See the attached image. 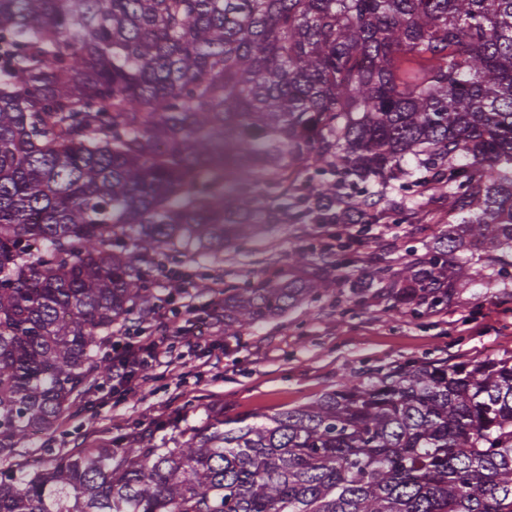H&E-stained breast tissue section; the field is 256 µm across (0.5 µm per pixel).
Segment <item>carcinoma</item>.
Returning a JSON list of instances; mask_svg holds the SVG:
<instances>
[{
	"label": "carcinoma",
	"mask_w": 512,
	"mask_h": 512,
	"mask_svg": "<svg viewBox=\"0 0 512 512\" xmlns=\"http://www.w3.org/2000/svg\"><path fill=\"white\" fill-rule=\"evenodd\" d=\"M408 154L501 273L512 0H0V512H512V359L370 370L184 448L14 461L110 367L159 257L350 224ZM305 168L332 179L298 197ZM462 245L405 283H447ZM324 287L226 288L224 335Z\"/></svg>",
	"instance_id": "cac0c4a2"
}]
</instances>
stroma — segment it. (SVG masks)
<instances>
[{"instance_id":"1","label":"stroma","mask_w":512,"mask_h":512,"mask_svg":"<svg viewBox=\"0 0 512 512\" xmlns=\"http://www.w3.org/2000/svg\"><path fill=\"white\" fill-rule=\"evenodd\" d=\"M402 168L397 180L367 181L374 223L281 224L271 234L227 243L196 264L161 257L148 276L152 305L185 327L178 345L183 366L142 368L147 385L129 392L98 374L53 436L35 438L19 460L37 462L48 446L124 448L132 434L156 448H177L208 420L259 423L368 369L511 357L512 276H490L485 252H460L465 273L450 280L446 301L402 295L404 265L429 258L454 221L447 188L430 183L413 157ZM340 240L350 243L348 253L337 251ZM185 269L191 280L172 292L173 272ZM314 275L332 280V288L240 336L225 337L223 322L211 320L224 308L225 289ZM202 282L207 292H199ZM202 323L209 326L207 350L192 345ZM212 352L222 355V369H209Z\"/></svg>"}]
</instances>
